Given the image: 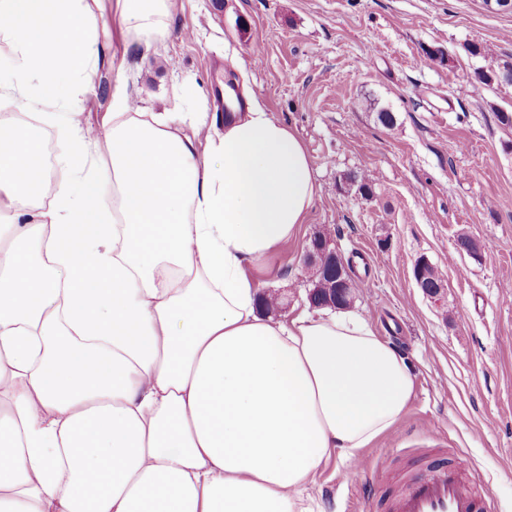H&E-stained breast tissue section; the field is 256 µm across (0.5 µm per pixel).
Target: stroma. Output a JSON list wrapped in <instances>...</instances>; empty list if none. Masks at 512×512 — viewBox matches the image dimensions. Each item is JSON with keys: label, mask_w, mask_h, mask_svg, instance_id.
<instances>
[{"label": "stroma", "mask_w": 512, "mask_h": 512, "mask_svg": "<svg viewBox=\"0 0 512 512\" xmlns=\"http://www.w3.org/2000/svg\"><path fill=\"white\" fill-rule=\"evenodd\" d=\"M85 5L100 59L80 121L101 129L120 97L143 112L214 113L221 82L260 96L303 142L318 184L299 237L248 269L284 300L272 319L310 308L304 254L325 232L349 264L353 311L410 365L403 416L351 461L330 457L305 506L370 512L405 474L447 462L512 512V124L500 121L512 84L496 79L512 68V12L482 0H178L168 38L148 43L117 24L116 0ZM47 111L70 107L0 95V117L41 127L63 181ZM463 236L477 255L459 250ZM422 257L443 275L433 297L414 279Z\"/></svg>", "instance_id": "stroma-1"}]
</instances>
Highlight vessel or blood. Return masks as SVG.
Segmentation results:
<instances>
[{"label": "vessel or blood", "instance_id": "b4317fda", "mask_svg": "<svg viewBox=\"0 0 512 512\" xmlns=\"http://www.w3.org/2000/svg\"><path fill=\"white\" fill-rule=\"evenodd\" d=\"M387 508L389 512H497L491 495H479L460 470L448 464L406 480L402 491L389 499Z\"/></svg>", "mask_w": 512, "mask_h": 512}]
</instances>
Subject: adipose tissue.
Instances as JSON below:
<instances>
[{"label":"adipose tissue","instance_id":"1","mask_svg":"<svg viewBox=\"0 0 512 512\" xmlns=\"http://www.w3.org/2000/svg\"><path fill=\"white\" fill-rule=\"evenodd\" d=\"M117 5L168 37L173 0ZM83 13L0 0L7 86L75 98L98 61ZM107 122L65 127V184L39 127L0 126V512H304L309 478L392 428L413 377L350 311L258 306L247 267L318 192L301 140L253 94L220 132L123 102Z\"/></svg>","mask_w":512,"mask_h":512}]
</instances>
